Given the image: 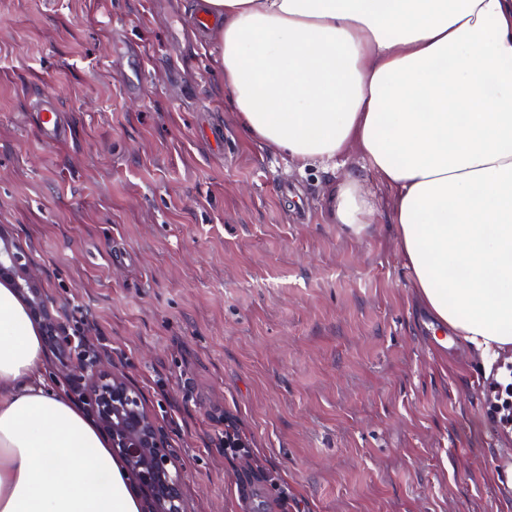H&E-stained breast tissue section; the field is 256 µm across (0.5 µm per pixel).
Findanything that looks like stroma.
I'll return each mask as SVG.
<instances>
[{
	"mask_svg": "<svg viewBox=\"0 0 512 512\" xmlns=\"http://www.w3.org/2000/svg\"><path fill=\"white\" fill-rule=\"evenodd\" d=\"M192 2L0 0V230L68 337L141 392L191 512H512L482 358L427 339L393 191L366 176L365 234L333 223L358 153L302 170L250 139ZM37 126L43 138L50 142L60 133L59 112L56 100L53 96H46L38 109Z\"/></svg>",
	"mask_w": 512,
	"mask_h": 512,
	"instance_id": "1",
	"label": "stroma"
}]
</instances>
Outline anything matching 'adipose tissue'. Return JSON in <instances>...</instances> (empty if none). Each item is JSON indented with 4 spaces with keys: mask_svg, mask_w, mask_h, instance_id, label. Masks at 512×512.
I'll use <instances>...</instances> for the list:
<instances>
[{
    "mask_svg": "<svg viewBox=\"0 0 512 512\" xmlns=\"http://www.w3.org/2000/svg\"><path fill=\"white\" fill-rule=\"evenodd\" d=\"M240 123L304 165L357 149L327 206L360 235L373 174L435 329L512 346V0H197ZM0 512H140L107 437L46 378L0 282Z\"/></svg>",
    "mask_w": 512,
    "mask_h": 512,
    "instance_id": "obj_1",
    "label": "adipose tissue"
}]
</instances>
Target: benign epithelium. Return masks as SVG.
Listing matches in <instances>:
<instances>
[{"label": "benign epithelium", "instance_id": "1", "mask_svg": "<svg viewBox=\"0 0 512 512\" xmlns=\"http://www.w3.org/2000/svg\"><path fill=\"white\" fill-rule=\"evenodd\" d=\"M0 280L12 283L39 324L47 348L66 358L68 341L60 321L46 306L35 285L27 252L0 231ZM82 392L87 409L108 437L120 458L129 488L141 512H189L183 495V478L174 465L168 436L145 406L139 391L123 376L99 365L97 359L81 361Z\"/></svg>", "mask_w": 512, "mask_h": 512}]
</instances>
